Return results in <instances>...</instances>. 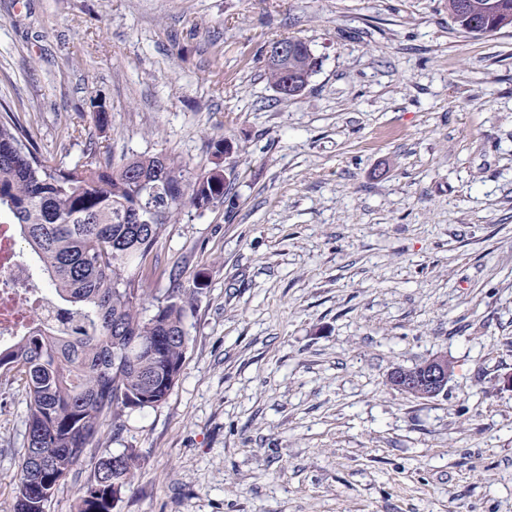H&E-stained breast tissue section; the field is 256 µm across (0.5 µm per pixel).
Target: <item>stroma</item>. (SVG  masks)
I'll use <instances>...</instances> for the list:
<instances>
[{
	"label": "stroma",
	"instance_id": "1",
	"mask_svg": "<svg viewBox=\"0 0 512 512\" xmlns=\"http://www.w3.org/2000/svg\"><path fill=\"white\" fill-rule=\"evenodd\" d=\"M286 36L319 61L290 100ZM0 104L69 165L233 144L224 203L146 261L149 305L204 280L174 388L104 415L48 512L130 449L113 512H512V29L448 0H0ZM438 353L444 396L388 385ZM26 414L0 376V512ZM474 1L478 3L484 2L483 0ZM474 1L448 0V14L451 16L450 12L454 8L455 4V10L457 13L469 16L472 26L478 27L480 31L489 30L490 28L488 25H490L492 17H497L503 13L502 9H500V2L491 0L484 4H476ZM454 23L465 33L482 35L471 27L470 21L464 22V20H454ZM282 39H288L289 41L298 39L297 37H286ZM288 40H276L272 42L266 51V63L275 64L280 67L281 72L276 68L266 67L267 77L272 85L273 89L277 92L276 88L280 85L281 80V92L282 97L285 99H291L288 96L300 95L308 86L309 78L316 71L318 67V60L312 53L309 45L296 42L297 51L295 54L294 44L288 43ZM295 54V56H294ZM297 61L302 67H308V72L302 70L300 66H294L289 64L293 60ZM282 74V78H281ZM278 93V92H277ZM287 95V96H285Z\"/></svg>",
	"mask_w": 512,
	"mask_h": 512
}]
</instances>
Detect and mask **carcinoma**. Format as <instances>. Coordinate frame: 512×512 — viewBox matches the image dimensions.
Returning a JSON list of instances; mask_svg holds the SVG:
<instances>
[{
    "mask_svg": "<svg viewBox=\"0 0 512 512\" xmlns=\"http://www.w3.org/2000/svg\"><path fill=\"white\" fill-rule=\"evenodd\" d=\"M296 47L294 60L315 72L310 47ZM212 147L213 167L198 173L162 154L116 164L95 143L69 166L43 153L11 108L0 112V219L17 226L72 315L65 330L0 348V370L23 381L29 398L12 512H46L104 412L157 406L176 384L188 344L186 305L202 282L171 289L146 315L142 263L184 207L224 203V139ZM136 459L132 451L98 459L78 512H112V487L130 484Z\"/></svg>",
    "mask_w": 512,
    "mask_h": 512,
    "instance_id": "1",
    "label": "carcinoma"
}]
</instances>
